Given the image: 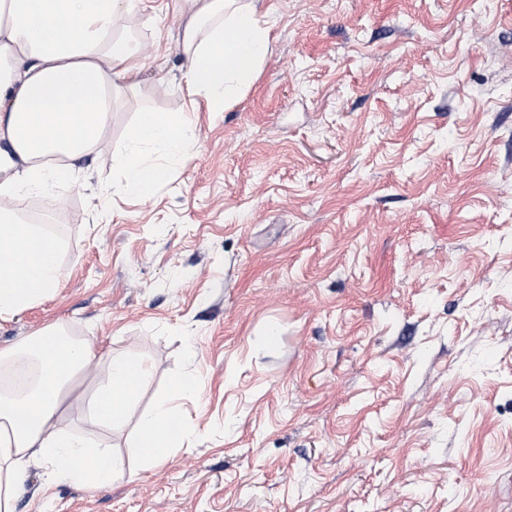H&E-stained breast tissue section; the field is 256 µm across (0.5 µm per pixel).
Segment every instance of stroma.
Listing matches in <instances>:
<instances>
[{
  "label": "stroma",
  "instance_id": "stroma-1",
  "mask_svg": "<svg viewBox=\"0 0 512 512\" xmlns=\"http://www.w3.org/2000/svg\"><path fill=\"white\" fill-rule=\"evenodd\" d=\"M259 14L267 60L195 113L196 148L149 201L113 194L112 161L141 107L185 109L160 8L91 178L17 203L65 248L0 349L49 326L88 340L57 424L124 461L99 489L29 467L18 512H512V0ZM115 353L151 375L111 431L79 402ZM188 371L184 443L143 466L137 420Z\"/></svg>",
  "mask_w": 512,
  "mask_h": 512
}]
</instances>
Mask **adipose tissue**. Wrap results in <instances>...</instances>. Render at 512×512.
I'll return each instance as SVG.
<instances>
[{"mask_svg": "<svg viewBox=\"0 0 512 512\" xmlns=\"http://www.w3.org/2000/svg\"><path fill=\"white\" fill-rule=\"evenodd\" d=\"M180 21L177 48L185 64L182 90L189 112L141 109L127 133L121 178L114 192L151 199L169 177L164 151L189 154L197 144L192 113L223 111L257 74L269 38L254 0H174ZM144 0H0V318L48 298L59 279L63 238L22 219L17 198L75 182L85 159H96L115 106L137 97L145 47L127 35ZM33 357L27 394L0 395V512H16L24 474L46 464L53 482L110 485L122 461L111 449L60 428L66 387L92 366L87 342L63 338L53 327L0 350V365ZM148 375L139 357L116 354L107 378L88 403L94 424L122 428ZM197 380L172 379L166 396L142 415L135 446L149 463L162 462L182 442L177 409Z\"/></svg>", "mask_w": 512, "mask_h": 512, "instance_id": "obj_1", "label": "adipose tissue"}]
</instances>
